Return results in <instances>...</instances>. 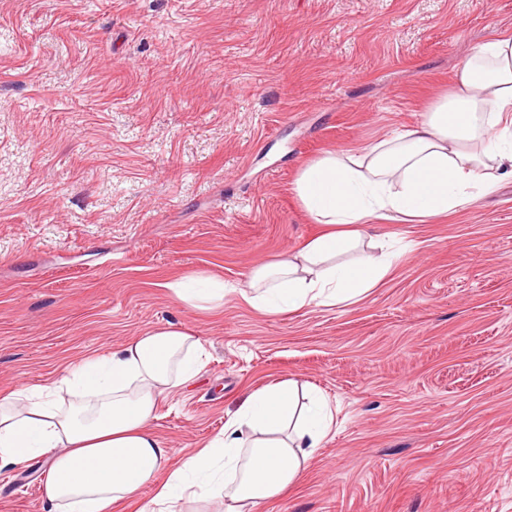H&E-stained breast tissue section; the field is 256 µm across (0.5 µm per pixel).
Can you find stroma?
Instances as JSON below:
<instances>
[{"mask_svg": "<svg viewBox=\"0 0 512 512\" xmlns=\"http://www.w3.org/2000/svg\"><path fill=\"white\" fill-rule=\"evenodd\" d=\"M512 0H0V398L148 329L202 336L152 423L176 455L246 393L320 390L336 431L263 512H512V178L426 224L362 301L201 311L168 283H242L321 230L297 170L413 126ZM36 458L0 512H49Z\"/></svg>", "mask_w": 512, "mask_h": 512, "instance_id": "35a3bbf8", "label": "stroma"}]
</instances>
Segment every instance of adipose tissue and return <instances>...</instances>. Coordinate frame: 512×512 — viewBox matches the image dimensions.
<instances>
[{
	"instance_id": "ef3b65f1",
	"label": "adipose tissue",
	"mask_w": 512,
	"mask_h": 512,
	"mask_svg": "<svg viewBox=\"0 0 512 512\" xmlns=\"http://www.w3.org/2000/svg\"><path fill=\"white\" fill-rule=\"evenodd\" d=\"M512 177V35H492L456 70L453 92L417 125L355 152L328 151L301 167L293 193L325 230L249 271L241 298L267 316L363 300L402 253L376 222L444 217ZM182 304L220 307L226 289L169 283ZM209 354L172 324L148 329L102 357L0 402V469L49 453L45 498L55 512H109L155 485L148 512L218 503L261 512L296 485L333 432L322 394L284 380L250 391L223 430L175 458L151 428L159 402L194 380ZM69 390L75 402L60 400Z\"/></svg>"
}]
</instances>
